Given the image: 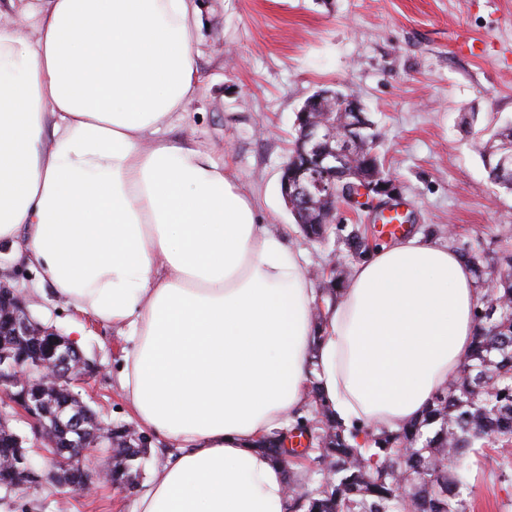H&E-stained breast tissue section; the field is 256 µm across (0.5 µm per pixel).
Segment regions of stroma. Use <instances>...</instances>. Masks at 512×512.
<instances>
[{"label": "stroma", "instance_id": "stroma-1", "mask_svg": "<svg viewBox=\"0 0 512 512\" xmlns=\"http://www.w3.org/2000/svg\"><path fill=\"white\" fill-rule=\"evenodd\" d=\"M194 44L203 94L170 130L193 138L234 173L257 215L287 228L309 270L353 265L344 236L369 212L339 208L321 240L305 236L279 185L296 116L322 88L353 95L382 134L378 151L393 174L411 233L436 235L457 253L493 262L512 251V193L489 178L486 148L512 123V0H203ZM487 40L485 57L461 52L465 36ZM12 283L32 315L70 335L77 312L60 303L37 269L10 260ZM74 342L93 365L80 399L109 424H133L118 382L129 342L118 328L86 319ZM473 512H512V465L490 449L469 458ZM137 489L96 480L90 492L52 481L7 491L0 512H133Z\"/></svg>", "mask_w": 512, "mask_h": 512}]
</instances>
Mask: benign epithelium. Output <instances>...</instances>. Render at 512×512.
<instances>
[{"label":"benign epithelium","mask_w":512,"mask_h":512,"mask_svg":"<svg viewBox=\"0 0 512 512\" xmlns=\"http://www.w3.org/2000/svg\"><path fill=\"white\" fill-rule=\"evenodd\" d=\"M341 123L332 120L333 112L322 113V119L305 128L302 158H292L291 165H283L280 178L282 197L289 208L299 203L308 207L316 200L357 201L374 206V196H395L394 183L375 179L364 187L349 175L346 157L367 133L368 122L362 107L353 97L339 99ZM10 273L0 267V391L40 431L47 451L54 463L51 473L60 486L86 492L95 471L106 469L85 448L112 447V430L103 424L88 427L92 414L88 407H71L67 403L50 412L47 396L73 394V385L88 372L89 365L78 348L68 338L51 327L34 320L28 313L22 295L10 284ZM51 336L55 340L52 352L35 351L18 357L5 340H37ZM17 451L11 459V470L21 482L34 480V469L25 439L15 437Z\"/></svg>","instance_id":"1"}]
</instances>
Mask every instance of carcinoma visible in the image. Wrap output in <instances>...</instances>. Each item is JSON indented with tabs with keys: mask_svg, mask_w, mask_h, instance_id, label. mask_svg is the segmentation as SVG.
<instances>
[{
	"mask_svg": "<svg viewBox=\"0 0 512 512\" xmlns=\"http://www.w3.org/2000/svg\"><path fill=\"white\" fill-rule=\"evenodd\" d=\"M370 132L350 166L362 169L373 160L386 173ZM512 146V127L497 134L487 149L491 180L512 192V179L497 173L501 149ZM464 257L475 276L489 284L476 303L477 334L472 353L457 375L434 397L426 417L399 431L365 432L352 444L332 420L317 388L310 392L313 418L296 424L324 444L319 455L272 443L264 448L282 466L288 482V512H469V484L459 474L476 443L499 447L502 461L512 464V252L485 270L483 260ZM122 460L112 465V482L132 485V462L141 448H120ZM334 468L332 479L325 467ZM414 486L410 504L400 497L394 473Z\"/></svg>",
	"mask_w": 512,
	"mask_h": 512,
	"instance_id": "carcinoma-1",
	"label": "carcinoma"
}]
</instances>
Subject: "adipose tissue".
<instances>
[{"label": "adipose tissue", "instance_id": "adipose-tissue-1", "mask_svg": "<svg viewBox=\"0 0 512 512\" xmlns=\"http://www.w3.org/2000/svg\"><path fill=\"white\" fill-rule=\"evenodd\" d=\"M200 17L199 0H0V241L128 330L125 400L177 445L136 512H287L260 442L313 384L355 434L421 419L472 352L477 283L416 234L355 265L315 322L286 230L209 150L160 135L201 91Z\"/></svg>", "mask_w": 512, "mask_h": 512}]
</instances>
